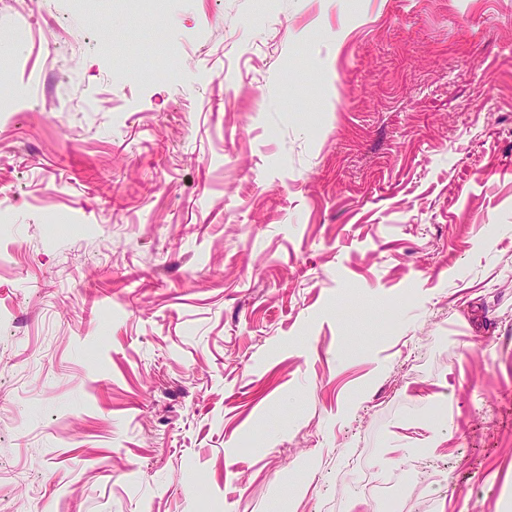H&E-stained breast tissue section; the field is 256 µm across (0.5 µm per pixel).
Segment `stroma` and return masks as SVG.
<instances>
[{
  "instance_id": "1",
  "label": "stroma",
  "mask_w": 512,
  "mask_h": 512,
  "mask_svg": "<svg viewBox=\"0 0 512 512\" xmlns=\"http://www.w3.org/2000/svg\"><path fill=\"white\" fill-rule=\"evenodd\" d=\"M21 84L0 512H512V0H0Z\"/></svg>"
}]
</instances>
